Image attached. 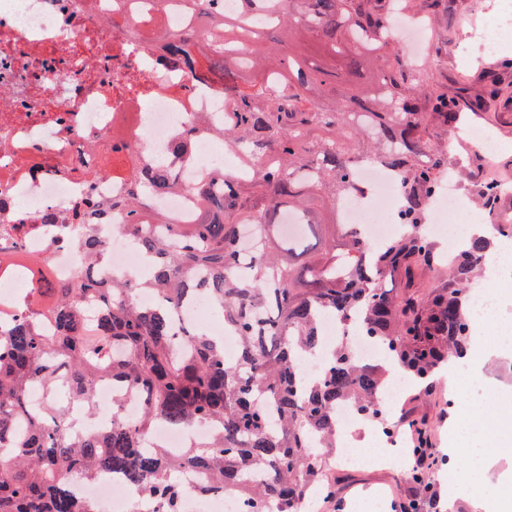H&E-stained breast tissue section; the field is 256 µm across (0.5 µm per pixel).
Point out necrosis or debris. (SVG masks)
<instances>
[{"mask_svg":"<svg viewBox=\"0 0 512 512\" xmlns=\"http://www.w3.org/2000/svg\"><path fill=\"white\" fill-rule=\"evenodd\" d=\"M185 0H0V258L22 256L36 267L0 273V331H7L17 307L39 308L37 274L46 270L62 283L80 267L75 233L67 214L87 198L109 200L129 190L127 172L166 153L183 140L194 162L182 173L183 190L156 198L155 211L167 223L195 221L198 199L190 187L201 173L225 169L240 180L252 173L233 146L213 138L230 106L222 86L200 80L197 71L166 64L163 41L148 30L161 21L170 31L206 27L184 10ZM359 189L338 203V220L360 225L369 245L405 232L397 215L398 179L367 160L359 167ZM459 224L473 220L505 224V213L473 216L456 182H449L429 208L428 234H443L446 212ZM55 223H43L45 213ZM105 242L101 275H130L143 281L150 267L133 237L111 222L96 225ZM102 405L88 418L83 405H69L66 432L79 439L112 427V404L121 402L126 422L141 413L139 394L118 395L111 381L93 391ZM202 423L173 428L158 423L145 437L150 448H183L209 435ZM71 492L96 503L99 512H121L126 501L141 512H163L156 499H142L140 487L109 472L86 481L72 479Z\"/></svg>","mask_w":512,"mask_h":512,"instance_id":"1","label":"necrosis or debris"}]
</instances>
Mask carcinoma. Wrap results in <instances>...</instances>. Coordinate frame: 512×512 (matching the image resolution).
<instances>
[{
	"label": "carcinoma",
	"instance_id": "obj_1",
	"mask_svg": "<svg viewBox=\"0 0 512 512\" xmlns=\"http://www.w3.org/2000/svg\"><path fill=\"white\" fill-rule=\"evenodd\" d=\"M394 0H239V9L217 24L224 38L193 53L189 31L168 36L167 62L194 61L224 84L234 103L222 137L259 168L247 181L223 172L192 191L202 203L193 224H141L152 199L180 186L184 142L172 158L155 160L131 175L130 191L102 208L90 200L71 223L82 224L78 249L84 270L69 284L51 288L46 308L53 333L39 327L41 313L19 315L0 335V512H96L74 496L66 480H91L103 471L140 484L145 496L182 512L180 477L203 473L197 492H222L242 501L245 512H300L311 489L325 482L319 452L336 447L340 405L361 418L382 419L379 397L386 363L415 380L427 395L436 373L462 357L473 341L469 285L492 241L512 224H489L445 261L423 228L427 205L448 170L439 133L457 129L464 112L435 83H418L399 56H384ZM316 36L322 55L349 61L347 72L328 69L299 51L297 36ZM254 54L237 67L236 48ZM377 62L372 81L337 104L310 98L313 84L340 92L360 59ZM293 88L279 97L265 80ZM489 88L470 94L461 76L458 92L469 104H486L512 85L509 71L488 73ZM369 159L401 183L399 220L405 235L375 248L354 224L334 222L337 238L324 239L308 222L312 203L336 210L339 197L357 184L356 164ZM484 212L499 209L501 189L474 185ZM288 208L305 226L300 236L280 235L276 218ZM123 212L151 266L140 284L159 296L153 307L133 301L131 277L103 279L97 272L104 242L86 217ZM205 294L239 340L236 357L198 328L182 322L184 300ZM95 309L98 337L83 335L82 308ZM331 314L363 336L380 341L388 362H359L346 338L329 348L325 370L302 389V362L323 352L320 318ZM66 377L65 388L58 387ZM143 395L133 424L116 419L112 430L71 441L61 430L67 406L57 397L89 400L103 379ZM38 385L45 401L27 411L26 390ZM27 431L13 433L17 419ZM204 422L210 440L172 452L145 448L154 423Z\"/></svg>",
	"mask_w": 512,
	"mask_h": 512
}]
</instances>
